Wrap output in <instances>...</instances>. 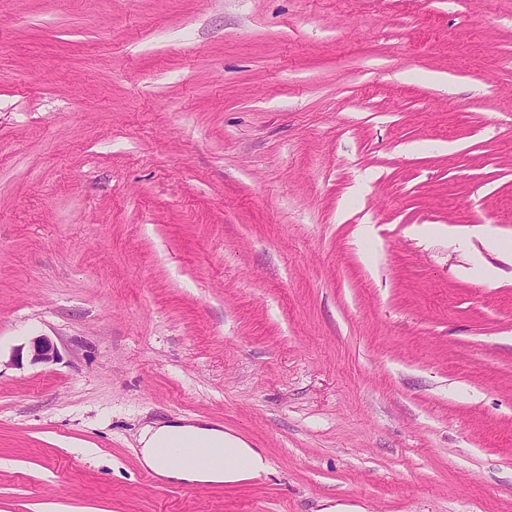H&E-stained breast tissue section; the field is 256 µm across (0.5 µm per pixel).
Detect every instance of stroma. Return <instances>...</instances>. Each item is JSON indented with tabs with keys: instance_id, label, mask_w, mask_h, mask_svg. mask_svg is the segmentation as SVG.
Returning <instances> with one entry per match:
<instances>
[{
	"instance_id": "stroma-1",
	"label": "stroma",
	"mask_w": 512,
	"mask_h": 512,
	"mask_svg": "<svg viewBox=\"0 0 512 512\" xmlns=\"http://www.w3.org/2000/svg\"><path fill=\"white\" fill-rule=\"evenodd\" d=\"M0 512H512V0H0ZM57 350L51 339L46 336L33 337L27 346L19 347L13 359L16 364H23L24 359L32 365L48 364L57 359ZM141 463L160 477L183 484L238 483L260 477L268 469L263 455L241 437L201 420L146 426L140 434ZM203 443L224 448V467L197 468L164 456L161 448Z\"/></svg>"
}]
</instances>
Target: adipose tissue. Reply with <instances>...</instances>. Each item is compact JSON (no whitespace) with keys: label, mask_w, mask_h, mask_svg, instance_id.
Returning a JSON list of instances; mask_svg holds the SVG:
<instances>
[{"label":"adipose tissue","mask_w":512,"mask_h":512,"mask_svg":"<svg viewBox=\"0 0 512 512\" xmlns=\"http://www.w3.org/2000/svg\"><path fill=\"white\" fill-rule=\"evenodd\" d=\"M141 463L160 477L183 484L238 483L260 477L268 469L263 455L241 437L201 420H181L146 426L141 434ZM203 443L224 450V463L197 468L164 456L163 448Z\"/></svg>","instance_id":"ef3b65f1"}]
</instances>
